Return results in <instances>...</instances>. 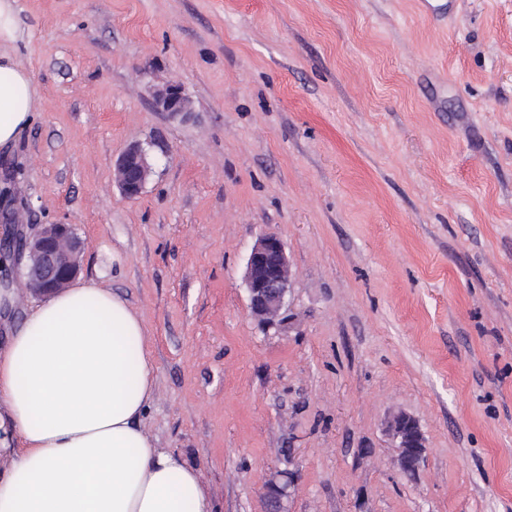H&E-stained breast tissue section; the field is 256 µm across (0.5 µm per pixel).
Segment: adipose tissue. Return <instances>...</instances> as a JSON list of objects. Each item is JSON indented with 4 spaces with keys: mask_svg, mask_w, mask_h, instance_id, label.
Segmentation results:
<instances>
[{
    "mask_svg": "<svg viewBox=\"0 0 512 512\" xmlns=\"http://www.w3.org/2000/svg\"><path fill=\"white\" fill-rule=\"evenodd\" d=\"M17 12L0 0V148L35 117ZM153 395L126 299L83 280L43 298L0 350V512H214L198 468L143 430Z\"/></svg>",
    "mask_w": 512,
    "mask_h": 512,
    "instance_id": "1",
    "label": "adipose tissue"
}]
</instances>
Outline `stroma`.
<instances>
[{
  "mask_svg": "<svg viewBox=\"0 0 512 512\" xmlns=\"http://www.w3.org/2000/svg\"><path fill=\"white\" fill-rule=\"evenodd\" d=\"M34 123L0 190L75 225L155 366L141 424L215 512H512V0H18ZM188 116L155 104L167 85ZM142 144V195L113 179ZM276 232L292 291L243 283ZM414 418L424 458L395 463ZM156 103L163 112L171 115H187L192 112V100L180 84H171L156 94ZM243 277L252 315L265 326L281 323L290 278L288 255L278 234L265 231L259 235L248 255ZM390 429L398 451L400 469L409 474L415 472L425 453L424 438L418 423L408 415L399 414L392 420Z\"/></svg>",
  "mask_w": 512,
  "mask_h": 512,
  "instance_id": "obj_1",
  "label": "stroma"
}]
</instances>
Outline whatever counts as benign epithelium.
Segmentation results:
<instances>
[{
  "label": "benign epithelium",
  "mask_w": 512,
  "mask_h": 512,
  "mask_svg": "<svg viewBox=\"0 0 512 512\" xmlns=\"http://www.w3.org/2000/svg\"><path fill=\"white\" fill-rule=\"evenodd\" d=\"M158 107L172 115L192 112V100L180 84H171L156 94ZM115 178L128 199L142 194L151 174L147 153L139 143L129 145L118 158ZM83 242L70 224H43L30 235L13 232L0 237V253L16 259L15 278L39 296L55 294L80 272ZM244 283L252 315L265 326L282 322L281 314L290 292L289 260L285 245L272 231L261 233L245 266ZM400 469L413 473L419 467L425 445L418 423L399 414L390 425Z\"/></svg>",
  "instance_id": "7a95c632"
}]
</instances>
